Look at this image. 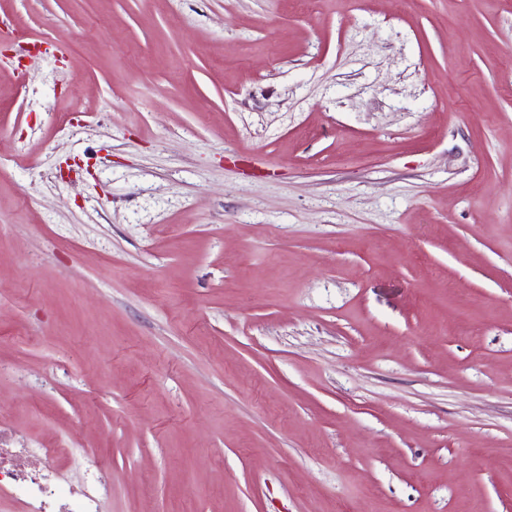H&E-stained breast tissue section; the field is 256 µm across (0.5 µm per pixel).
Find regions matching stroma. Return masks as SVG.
Returning <instances> with one entry per match:
<instances>
[{
  "label": "stroma",
  "mask_w": 512,
  "mask_h": 512,
  "mask_svg": "<svg viewBox=\"0 0 512 512\" xmlns=\"http://www.w3.org/2000/svg\"><path fill=\"white\" fill-rule=\"evenodd\" d=\"M0 438L103 512H512V0H0Z\"/></svg>",
  "instance_id": "35a3bbf8"
}]
</instances>
